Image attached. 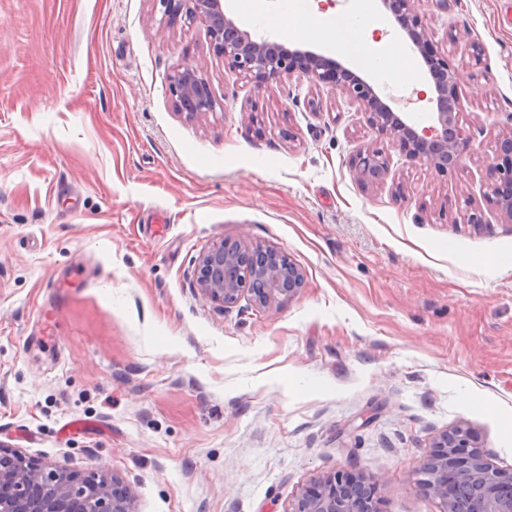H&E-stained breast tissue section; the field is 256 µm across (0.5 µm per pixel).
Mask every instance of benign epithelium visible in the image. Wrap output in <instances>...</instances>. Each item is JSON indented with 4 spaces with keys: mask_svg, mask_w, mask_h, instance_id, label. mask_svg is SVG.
Masks as SVG:
<instances>
[{
    "mask_svg": "<svg viewBox=\"0 0 512 512\" xmlns=\"http://www.w3.org/2000/svg\"><path fill=\"white\" fill-rule=\"evenodd\" d=\"M157 2L171 24L181 17L205 23L213 52L258 92L293 76L315 86L332 84L358 106L366 123L409 161L422 162L437 172L454 168L472 150L473 139L457 118L461 98L455 74L448 72L445 59L425 56L430 38L418 14L420 0H380L384 9L400 20L434 82L435 123L420 130L350 69L342 66L340 74L333 73L331 57L252 37L226 15L224 0ZM170 91L177 110L190 121L215 109L207 80L189 62L178 65ZM352 164L360 178L372 185L384 183L390 171L387 154L374 142L362 145ZM485 176L493 203L512 218L511 134L499 138ZM303 279L302 271L283 253L239 242H220L199 258L197 266L201 295L224 309L247 294L262 307L289 301L299 293ZM470 439L464 428L435 438V452L423 465L421 489L440 501L442 512H512V471L492 466L476 449L464 456L454 451ZM378 485L376 479L363 482L354 474L337 471L320 481L317 491L302 495L293 512H380ZM136 500V488L113 475L42 463L0 442V512H136Z\"/></svg>",
    "mask_w": 512,
    "mask_h": 512,
    "instance_id": "1",
    "label": "benign epithelium"
}]
</instances>
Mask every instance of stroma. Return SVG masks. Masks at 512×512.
<instances>
[{"label": "stroma", "mask_w": 512, "mask_h": 512, "mask_svg": "<svg viewBox=\"0 0 512 512\" xmlns=\"http://www.w3.org/2000/svg\"><path fill=\"white\" fill-rule=\"evenodd\" d=\"M511 6L427 8L473 151L441 174L389 150L370 186L351 159L376 134L331 86L250 92L159 0H0V441L116 475L137 512H292L338 470L379 477L381 512H440L418 481L459 427L512 471V218L484 178L512 132ZM184 61L217 102L192 122ZM224 240L287 255L300 293L206 301L196 262ZM170 91L175 99L177 110L187 120H195L215 109V101L207 80L189 62L178 65Z\"/></svg>", "instance_id": "1"}]
</instances>
